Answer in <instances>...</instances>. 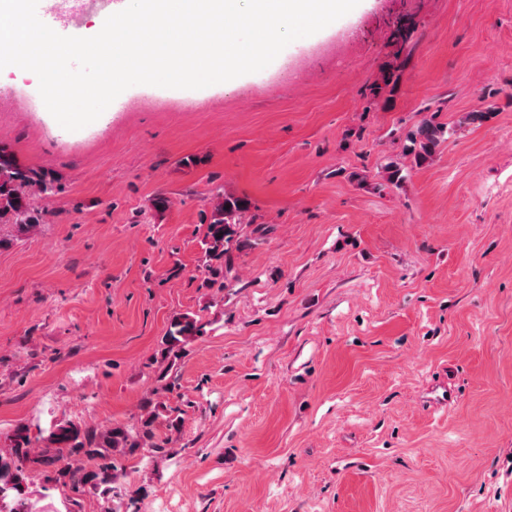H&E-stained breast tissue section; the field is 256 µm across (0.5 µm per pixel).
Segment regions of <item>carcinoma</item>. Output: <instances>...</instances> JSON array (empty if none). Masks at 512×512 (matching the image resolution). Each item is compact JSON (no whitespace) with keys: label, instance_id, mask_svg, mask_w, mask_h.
Wrapping results in <instances>:
<instances>
[{"label":"carcinoma","instance_id":"1","mask_svg":"<svg viewBox=\"0 0 512 512\" xmlns=\"http://www.w3.org/2000/svg\"><path fill=\"white\" fill-rule=\"evenodd\" d=\"M445 131L432 120H424L412 136L416 163L431 158ZM38 190L49 197L55 193L54 179L45 173L21 166L12 152L0 144V224H17L31 230L43 223L41 212L32 208L29 191ZM248 203L230 194L214 205L206 235V256L218 259L228 253L226 245L238 234ZM203 334L202 324L193 316L181 314L172 319L166 336L168 352L179 358L176 347ZM152 416L142 420L141 429L114 426L100 431L90 426L67 425L52 432L50 447H31L26 429L19 428L8 437L9 449L0 450V512H30L26 488L28 471L52 466L53 480L74 490L108 484L124 470L123 460L149 447L162 451L163 441L155 439Z\"/></svg>","mask_w":512,"mask_h":512}]
</instances>
